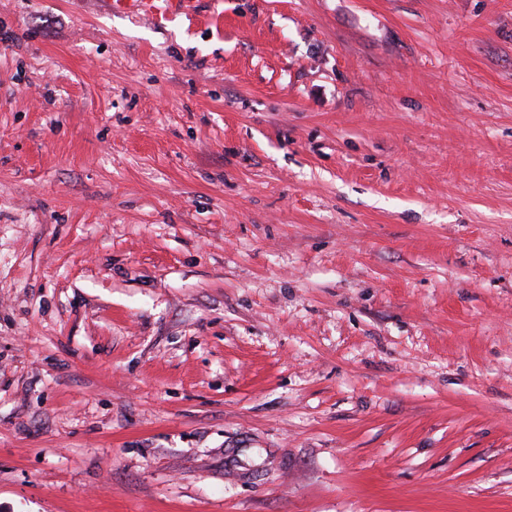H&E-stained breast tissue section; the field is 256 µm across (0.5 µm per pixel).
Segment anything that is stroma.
I'll return each mask as SVG.
<instances>
[{
	"mask_svg": "<svg viewBox=\"0 0 512 512\" xmlns=\"http://www.w3.org/2000/svg\"><path fill=\"white\" fill-rule=\"evenodd\" d=\"M0 512H512V0H0Z\"/></svg>",
	"mask_w": 512,
	"mask_h": 512,
	"instance_id": "1",
	"label": "stroma"
}]
</instances>
